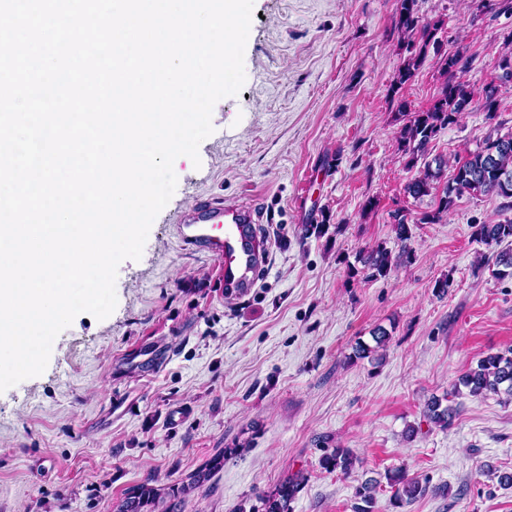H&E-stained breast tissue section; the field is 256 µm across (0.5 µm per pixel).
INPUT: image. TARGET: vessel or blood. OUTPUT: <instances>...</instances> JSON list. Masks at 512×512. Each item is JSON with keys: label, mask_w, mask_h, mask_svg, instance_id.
I'll use <instances>...</instances> for the list:
<instances>
[{"label": "vessel or blood", "mask_w": 512, "mask_h": 512, "mask_svg": "<svg viewBox=\"0 0 512 512\" xmlns=\"http://www.w3.org/2000/svg\"><path fill=\"white\" fill-rule=\"evenodd\" d=\"M257 221L251 204L226 206L204 199L193 212L174 215L173 235L182 247L221 260L225 290L241 292L254 284L269 255L267 240L255 231Z\"/></svg>", "instance_id": "b4317fda"}]
</instances>
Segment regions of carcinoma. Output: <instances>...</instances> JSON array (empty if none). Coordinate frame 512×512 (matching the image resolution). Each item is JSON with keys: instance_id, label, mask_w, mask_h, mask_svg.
Returning a JSON list of instances; mask_svg holds the SVG:
<instances>
[{"instance_id": "cac0c4a2", "label": "carcinoma", "mask_w": 512, "mask_h": 512, "mask_svg": "<svg viewBox=\"0 0 512 512\" xmlns=\"http://www.w3.org/2000/svg\"><path fill=\"white\" fill-rule=\"evenodd\" d=\"M444 22L422 23L419 17L418 0H398L395 27L401 41L407 44L408 56L398 69L396 88L409 82L425 61L430 48L439 45L437 35ZM505 50L499 53L497 68L502 71L498 81L484 84L473 95L456 81L457 72L469 65V60L460 53L448 55L443 62L445 80L432 106L422 112H406L399 106L395 116L397 125L396 139L403 156L405 166L417 169L416 175L405 185V193L415 200L431 198V209L418 213L412 218L404 210L392 214L400 250L392 254L383 245L367 251L362 257L366 277L381 278L389 275L408 258V241L412 233L410 224H436L440 222L464 194H495L504 199H512V132L488 134L475 150L463 157L452 160L441 156L428 159L429 147L437 134L456 123L460 115L468 111L473 102H478L487 118L493 120L499 112L500 84L512 82V33L506 36ZM474 240L487 246H508L492 254V272L498 277L512 276V219L496 224H477L473 232ZM512 395V352L509 354H490L481 359L477 366L469 369L448 393L453 398L465 388L471 396L498 393L501 387ZM458 408L453 405L441 406L433 401L427 405L423 419L436 426L447 428L453 422ZM226 452L211 457L203 467L189 476V481L172 491V496L188 494L199 488L209 475L224 468ZM354 455L347 448H335L320 459V466L328 472L347 475L354 466ZM388 486L392 489L389 499L394 508H402L423 497L427 492L444 493L445 487L429 489L418 480L409 477L401 469L385 473ZM305 477L292 474L283 478L269 492L260 496L263 512H291L290 504L301 491ZM375 485L366 483L356 489L357 503L353 512H374ZM159 489L146 481L127 493L115 506L114 512H153Z\"/></svg>"}]
</instances>
